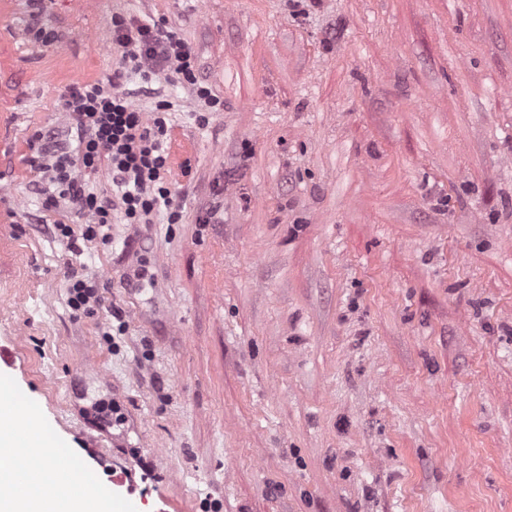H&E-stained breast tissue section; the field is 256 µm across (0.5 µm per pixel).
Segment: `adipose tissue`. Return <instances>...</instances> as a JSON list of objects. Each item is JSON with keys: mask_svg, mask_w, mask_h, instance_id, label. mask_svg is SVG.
Instances as JSON below:
<instances>
[{"mask_svg": "<svg viewBox=\"0 0 512 512\" xmlns=\"http://www.w3.org/2000/svg\"><path fill=\"white\" fill-rule=\"evenodd\" d=\"M64 478L49 462L0 479V512H47L48 505L39 491L41 484H58Z\"/></svg>", "mask_w": 512, "mask_h": 512, "instance_id": "adipose-tissue-1", "label": "adipose tissue"}]
</instances>
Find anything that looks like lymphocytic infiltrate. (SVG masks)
<instances>
[{
	"mask_svg": "<svg viewBox=\"0 0 512 512\" xmlns=\"http://www.w3.org/2000/svg\"><path fill=\"white\" fill-rule=\"evenodd\" d=\"M115 43L121 47V66L96 82L71 88L63 99L76 129L75 147L48 144L31 161L50 187L46 208L71 204L89 222L83 240H108L107 228L114 212L127 223H146L148 216L166 210L169 223H178L181 212L173 201L167 180L169 154L164 147L168 127L163 118L168 101L156 103L154 120H146L132 103V93L121 86L126 72L137 73L143 85L159 76L175 78L191 87L211 111L223 110L224 101L198 76L197 56L174 28L161 22L143 23L116 17L112 20ZM107 169L121 194L116 205L87 192L82 177Z\"/></svg>",
	"mask_w": 512,
	"mask_h": 512,
	"instance_id": "lymphocytic-infiltrate-1",
	"label": "lymphocytic infiltrate"
}]
</instances>
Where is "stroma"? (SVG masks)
<instances>
[{"instance_id": "obj_1", "label": "stroma", "mask_w": 512, "mask_h": 512, "mask_svg": "<svg viewBox=\"0 0 512 512\" xmlns=\"http://www.w3.org/2000/svg\"><path fill=\"white\" fill-rule=\"evenodd\" d=\"M116 14L224 109L156 79L183 218L74 246L29 160ZM1 346L115 512H512V0H0ZM69 295V304L74 310L89 307L90 304L100 301L97 285L91 280H74L70 285Z\"/></svg>"}]
</instances>
